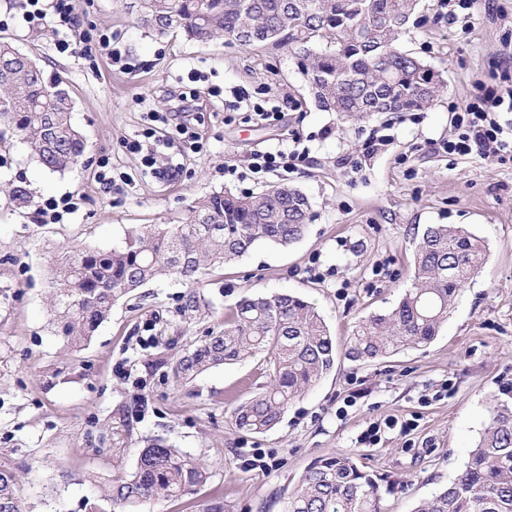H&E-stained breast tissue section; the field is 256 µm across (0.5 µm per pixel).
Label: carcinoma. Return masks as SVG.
<instances>
[{
    "label": "carcinoma",
    "mask_w": 512,
    "mask_h": 512,
    "mask_svg": "<svg viewBox=\"0 0 512 512\" xmlns=\"http://www.w3.org/2000/svg\"><path fill=\"white\" fill-rule=\"evenodd\" d=\"M418 0H138L140 23L159 34L182 30L207 42L219 37L252 46L286 41L301 54L319 108L349 117L429 107L441 75L399 50L397 42ZM0 72V140L9 130L36 161L63 173L83 157L86 141L73 106L58 92L62 77L16 62ZM311 202L300 189L277 185L257 195L215 192L183 224L134 229L119 249L76 250L61 258L52 281L57 317L75 348L88 342L112 307L159 275L188 285L183 311L202 308L194 290L202 269L248 255L257 245L287 248L307 230ZM485 244L453 224L424 229L413 261V283L398 305L363 319L346 354L375 360L432 342L459 290L482 270ZM254 353L266 358V381L232 407L240 430L272 429L297 397L336 365L335 338L315 307L287 291L243 297L224 329L201 340L172 366L178 383ZM198 462L156 441L133 472L104 497L118 512H139L156 496L181 498L207 482ZM0 512H23L15 473L0 465ZM285 512H384L381 479L351 453L315 459L288 496ZM417 512H512V407L496 406L462 471Z\"/></svg>",
    "instance_id": "cac0c4a2"
}]
</instances>
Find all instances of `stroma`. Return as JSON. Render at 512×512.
Here are the masks:
<instances>
[{
  "mask_svg": "<svg viewBox=\"0 0 512 512\" xmlns=\"http://www.w3.org/2000/svg\"><path fill=\"white\" fill-rule=\"evenodd\" d=\"M22 0H0V37L31 55L47 75L73 90V121L89 150L65 173H49L29 147H0V464L16 474L26 512H85L129 475L139 452L161 440L204 465L207 482L182 498H152L141 512H284L314 459L355 454L383 479L387 512H414L460 472L492 408L512 404V168L477 156L445 153L454 138L451 105L476 85L503 81L501 58L512 43V0H477L474 30L437 16L438 0H419L399 39L402 51L443 78L432 105L415 119L373 114L344 119L320 110L295 50L274 43L206 44L160 35L137 22V0H80V54L60 52L50 27L31 29ZM117 38L131 66L97 53L98 33ZM221 96L177 114L204 137L174 178L144 173L124 143L147 112L169 109V90L190 92L188 75ZM281 106L279 121L255 120L236 106L234 89ZM391 137L367 157L371 130ZM280 145L305 152L291 173L248 177L255 153ZM109 158L112 188L95 180ZM237 175L225 174V166ZM27 185L28 207L11 201L8 183ZM286 183L312 203L306 236L285 248L256 247L238 262L206 270L197 285L200 314L181 311L184 286L161 277L121 300L82 347L55 320L49 284L55 259L75 247L121 246L139 225L180 224L200 198L224 190L258 194ZM73 196L77 209L56 224L35 221L36 205ZM429 224H458L487 246L484 272L456 298L431 344L373 361H351L345 347L360 319L397 305L412 285L413 253ZM286 290L323 314L336 338L334 370L295 399L263 434L236 429L235 402L253 396L266 363L255 355L175 382L169 364L220 329L246 294ZM395 417L412 431L360 436ZM263 455L267 470L248 468Z\"/></svg>",
  "mask_w": 512,
  "mask_h": 512,
  "instance_id": "stroma-1",
  "label": "stroma"
}]
</instances>
